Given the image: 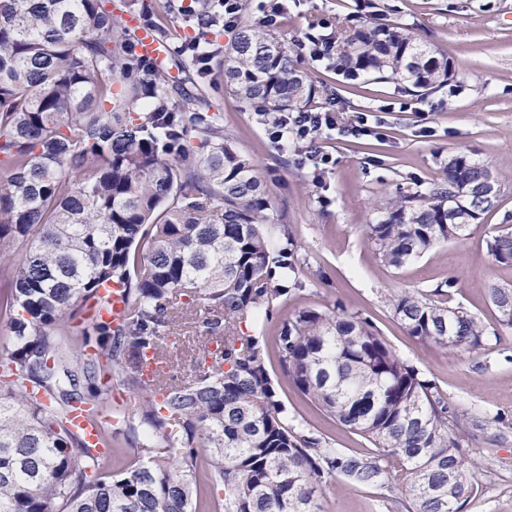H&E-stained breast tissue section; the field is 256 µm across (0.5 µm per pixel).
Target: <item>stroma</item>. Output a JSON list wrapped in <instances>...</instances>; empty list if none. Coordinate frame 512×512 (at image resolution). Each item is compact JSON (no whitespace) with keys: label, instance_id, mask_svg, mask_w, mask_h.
Returning <instances> with one entry per match:
<instances>
[{"label":"stroma","instance_id":"1","mask_svg":"<svg viewBox=\"0 0 512 512\" xmlns=\"http://www.w3.org/2000/svg\"><path fill=\"white\" fill-rule=\"evenodd\" d=\"M390 20L406 25L417 39L445 52L453 76L445 90L428 97H404L392 84L369 79L347 83L300 49L310 24L329 25L358 11L357 0H287L272 33L297 46V59L313 78L337 92L332 103L344 115L384 114L382 136L358 138L332 131L321 144L334 163L325 172L302 167L292 151L271 147L252 104L228 92L217 68L200 72L182 51L197 32L206 0H142L155 30L171 47L153 67L177 87L192 79L236 146L261 168L275 223L270 241L298 243L301 289L290 292L281 312L289 314L334 301L361 313L402 360L433 379L448 402V433L476 462L484 478L466 512H512V328L500 325L488 298L490 287L512 288V266L496 263L486 241L512 231V0H377ZM408 100L407 112H385L390 102ZM433 128V136L422 134ZM466 153L490 164L500 185L498 206L461 241L435 246L420 259L394 268L367 244L366 229L379 215L375 203L396 192L425 190L448 157ZM452 281L451 305L476 315L490 338L472 352H459L409 336L388 305L391 291L425 292ZM266 361L272 380L295 423L335 448L366 453L364 437L350 432L302 395L282 371L268 329ZM322 512H386L373 487L345 488L328 480L318 495Z\"/></svg>","mask_w":512,"mask_h":512}]
</instances>
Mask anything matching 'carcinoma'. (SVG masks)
<instances>
[{"label":"carcinoma","instance_id":"carcinoma-1","mask_svg":"<svg viewBox=\"0 0 512 512\" xmlns=\"http://www.w3.org/2000/svg\"><path fill=\"white\" fill-rule=\"evenodd\" d=\"M109 0H0V312L12 351L0 362V512H196L199 485L215 512H319L323 481L375 487L387 512H465L479 485L448 435V402L434 380L388 348L369 319L340 304L281 317L299 290L297 245L270 256V201L259 165L216 114L192 113L196 142L166 81L144 60ZM327 38L333 70L429 95L452 77L448 56L391 20L344 23ZM224 83L261 112H298L330 98L292 49L259 26L239 28L216 61ZM488 165L448 158L424 193L379 205L366 240L399 268L463 240L497 207ZM512 265V232L487 240ZM121 286L127 315L87 319L99 290ZM453 283L393 292L407 333L475 351L488 334ZM489 299L512 328V288ZM277 320L279 362L294 385L373 450L352 454L292 424L265 361ZM201 329L189 375L168 337ZM152 351L168 368L152 384ZM118 371L129 402L102 388ZM84 407L99 445L71 426ZM139 445L126 467L100 475L98 447Z\"/></svg>","mask_w":512,"mask_h":512}]
</instances>
